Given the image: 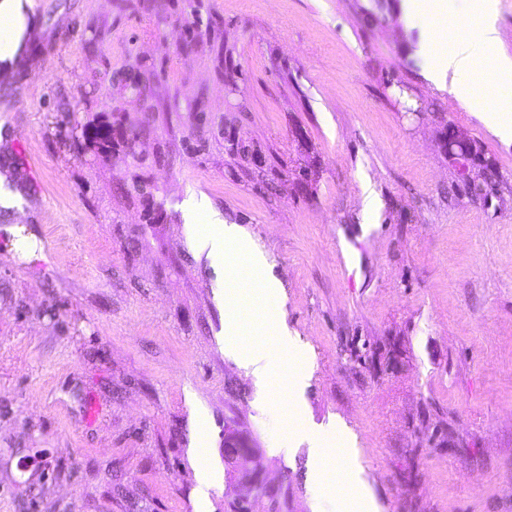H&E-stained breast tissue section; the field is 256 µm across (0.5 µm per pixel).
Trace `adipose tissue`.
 <instances>
[{"mask_svg": "<svg viewBox=\"0 0 512 512\" xmlns=\"http://www.w3.org/2000/svg\"><path fill=\"white\" fill-rule=\"evenodd\" d=\"M480 14V50L456 41L432 59L424 78L468 106L491 131L512 123V93L503 91L512 77V56L498 49L499 16L495 0H475ZM23 0H0V60L10 58L23 32Z\"/></svg>", "mask_w": 512, "mask_h": 512, "instance_id": "adipose-tissue-1", "label": "adipose tissue"}]
</instances>
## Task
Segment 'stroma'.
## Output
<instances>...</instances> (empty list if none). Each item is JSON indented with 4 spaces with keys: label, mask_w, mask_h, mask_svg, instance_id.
<instances>
[{
    "label": "stroma",
    "mask_w": 512,
    "mask_h": 512,
    "mask_svg": "<svg viewBox=\"0 0 512 512\" xmlns=\"http://www.w3.org/2000/svg\"><path fill=\"white\" fill-rule=\"evenodd\" d=\"M0 60V512H311L360 465L381 512H512V127L421 77L420 30L479 48L472 0H27ZM483 154L462 179L446 127ZM110 140L101 143L98 129ZM382 209L362 215L363 182ZM205 197L264 252L306 345L304 416L224 355ZM205 413L218 487L199 507ZM341 419L349 459L307 455ZM257 450L232 482L224 431ZM451 0H402V19L410 26L412 19L420 14L436 12L448 16L452 11Z\"/></svg>",
    "instance_id": "35a3bbf8"
}]
</instances>
